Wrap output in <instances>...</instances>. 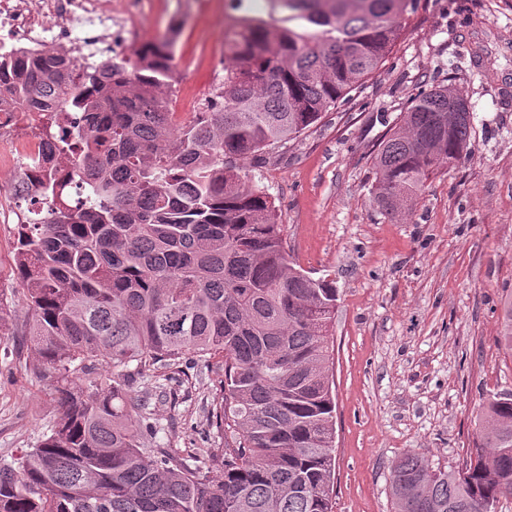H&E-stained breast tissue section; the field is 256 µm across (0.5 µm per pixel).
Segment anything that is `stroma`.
Returning a JSON list of instances; mask_svg holds the SVG:
<instances>
[{"label":"stroma","mask_w":512,"mask_h":512,"mask_svg":"<svg viewBox=\"0 0 512 512\" xmlns=\"http://www.w3.org/2000/svg\"><path fill=\"white\" fill-rule=\"evenodd\" d=\"M242 0H155L146 42L179 26L172 96L193 114L224 73L215 47ZM473 112L472 150L435 178L406 218L372 196L370 159L419 91L447 82ZM294 262L337 292L333 338V512H392L390 469L407 454L464 467L487 398L512 392L497 342L512 292V0H416L376 74L317 127L255 169ZM17 227L0 223V463L35 447L57 417L50 378L30 349L15 275ZM217 360L148 371L160 448L224 445L209 409L223 391Z\"/></svg>","instance_id":"stroma-1"}]
</instances>
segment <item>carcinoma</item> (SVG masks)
I'll use <instances>...</instances> for the list:
<instances>
[{
	"label": "carcinoma",
	"instance_id": "1",
	"mask_svg": "<svg viewBox=\"0 0 512 512\" xmlns=\"http://www.w3.org/2000/svg\"><path fill=\"white\" fill-rule=\"evenodd\" d=\"M288 24L243 20L224 83L188 121L170 112L174 37L76 68L0 47V91L56 112L60 149L90 184L18 225L15 261L30 344L57 395L50 433L0 466V512H333L336 401L329 374L336 289L291 261L271 196L243 169L298 138L375 73L413 0H273ZM467 99L423 90L371 157L373 199L411 209L471 150ZM498 343L512 353V294ZM188 354L221 359L209 416L218 452L153 447L134 382ZM112 361V382L90 378ZM223 469L213 475L215 467ZM394 512H498L512 497V393L488 399L469 463L391 466Z\"/></svg>",
	"mask_w": 512,
	"mask_h": 512
}]
</instances>
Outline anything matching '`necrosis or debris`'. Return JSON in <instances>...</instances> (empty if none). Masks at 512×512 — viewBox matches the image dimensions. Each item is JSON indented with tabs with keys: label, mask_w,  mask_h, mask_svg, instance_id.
<instances>
[{
	"label": "necrosis or debris",
	"mask_w": 512,
	"mask_h": 512,
	"mask_svg": "<svg viewBox=\"0 0 512 512\" xmlns=\"http://www.w3.org/2000/svg\"><path fill=\"white\" fill-rule=\"evenodd\" d=\"M151 7L152 0L135 7L125 0H0V43L30 57L64 48L82 65L87 48L136 32ZM60 134L53 115L0 106V148L9 152L15 191L33 193L41 174L37 158L50 159L59 181L73 184L70 168L56 160Z\"/></svg>",
	"instance_id": "1"
}]
</instances>
